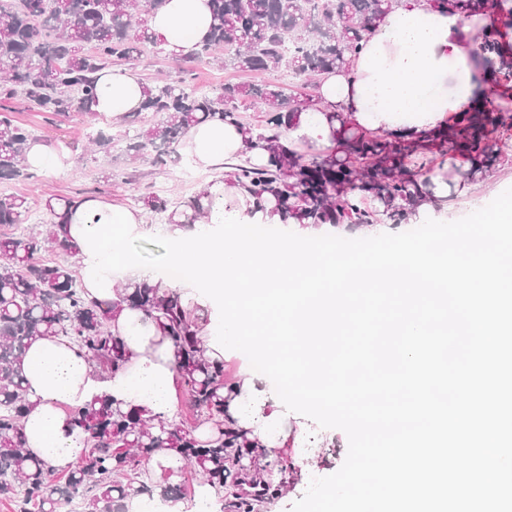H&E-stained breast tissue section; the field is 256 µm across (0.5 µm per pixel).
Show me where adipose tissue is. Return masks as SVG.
<instances>
[{
  "label": "adipose tissue",
  "mask_w": 512,
  "mask_h": 512,
  "mask_svg": "<svg viewBox=\"0 0 512 512\" xmlns=\"http://www.w3.org/2000/svg\"><path fill=\"white\" fill-rule=\"evenodd\" d=\"M145 25L175 57L188 58L209 35L210 5L208 0H165L146 14ZM462 31L457 15L429 0H399L377 21L349 67L321 78L315 105L304 111L298 127L284 130L282 143L330 146L331 112L344 113L370 130L418 134L445 126L478 91L473 55ZM144 98V84L136 75L112 67L98 74L91 110L115 120L138 111ZM186 138L193 165L213 174L202 206L212 209L223 198L241 216L250 215L249 194L222 174L225 162L240 158L244 149L239 126L210 120L192 127ZM112 327L132 353L130 364L114 375L95 370L84 350L63 339L36 338L24 354L22 372L35 402L22 422L25 447L56 470L72 468L87 447L83 434L71 427L69 411L96 398L106 395L144 416L176 419L174 355L168 339L155 323L130 309Z\"/></svg>",
  "instance_id": "1"
}]
</instances>
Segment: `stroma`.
<instances>
[{
    "mask_svg": "<svg viewBox=\"0 0 512 512\" xmlns=\"http://www.w3.org/2000/svg\"><path fill=\"white\" fill-rule=\"evenodd\" d=\"M139 58L128 63L127 68L145 83H153L158 74L170 79H186L202 93L213 92L225 83H258L265 76L256 72H241L217 64L203 57L192 63L153 52L151 45L141 47ZM17 119L28 126L36 140L66 145L70 152L67 167L56 174L35 175L32 179L0 180V196L20 194L28 197L31 208L43 209L51 195L93 196L113 204L138 209L146 196L157 195L173 200L199 194L210 178L209 173L198 172L192 185H185L182 172L190 165L187 147H180L178 156L169 158L162 166L152 164L150 158L135 159L125 150L122 139L130 127L131 117L107 123L80 112L65 118H51L43 112L28 110L21 99L11 101ZM104 132L112 137L109 152L90 149L92 134ZM512 187V166L494 173L487 181L474 186L470 195L450 201L448 210L459 215L474 206L490 203L497 195ZM258 387V402H272L278 414V423L288 433L298 434L294 445L280 451L288 464L285 472L276 474L275 482L281 483L278 491L269 492L255 505V512H290L292 505L306 492L311 478L325 477L336 472L343 464L348 451V438L339 429L319 428L310 419L288 411L278 400L265 375L254 374Z\"/></svg>",
    "mask_w": 512,
    "mask_h": 512,
    "instance_id": "obj_1",
    "label": "stroma"
}]
</instances>
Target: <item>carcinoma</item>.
I'll return each mask as SVG.
<instances>
[{
    "label": "carcinoma",
    "instance_id": "carcinoma-1",
    "mask_svg": "<svg viewBox=\"0 0 512 512\" xmlns=\"http://www.w3.org/2000/svg\"><path fill=\"white\" fill-rule=\"evenodd\" d=\"M512 0H431L464 21L495 11ZM395 0H210L209 38L200 51L224 49V65L244 72L273 74L288 68L307 86L312 78L349 64L366 42L376 21ZM135 0H0V100L22 94L29 108L54 117L91 114L96 74L131 62L140 45L164 54ZM469 41L477 45L476 66L493 83L512 84V47L499 32L481 25ZM247 100L265 112L255 128L239 120V103ZM314 95L275 82L226 84L211 95L186 80L157 82L147 88L141 111L163 115L157 125L124 133L127 151L154 152L152 162L167 163L187 131L211 119L232 120L247 134L245 154L232 165L230 180L247 188L254 206L282 217L283 223L363 226L404 224L434 197L431 177L448 183V197L486 180L495 166L512 161V101L460 112L452 123L420 136L364 129L342 113L329 116L332 143L326 154L312 155L281 143L282 130ZM34 135L0 103V179L33 177L23 153ZM264 152L267 163H252L249 153ZM75 198L46 199L47 219L24 226L30 205L25 196L0 197V499L18 512H126L133 495L151 494L133 477L162 448L177 458L176 474L190 470L213 488H229L232 512H251L253 502L228 482L232 470L260 466L270 477L287 466L259 449L229 414L238 383L224 378V360L206 355L199 337L208 313L185 304L176 289L141 282L119 289L110 301L88 297L66 260L44 258L61 251L74 256L66 212ZM143 204L166 215L170 224L189 227L205 217L199 198L173 202L148 196ZM182 215L185 221L176 222ZM142 313L172 343L174 370L195 425L154 422L134 408L102 397L70 412L73 426L88 448L78 465L60 476L24 448L22 422L32 408L20 362L35 337H64L85 350L94 367L115 374L131 356L123 336L111 330L117 311ZM208 425L204 436L197 426Z\"/></svg>",
    "mask_w": 512,
    "mask_h": 512
}]
</instances>
